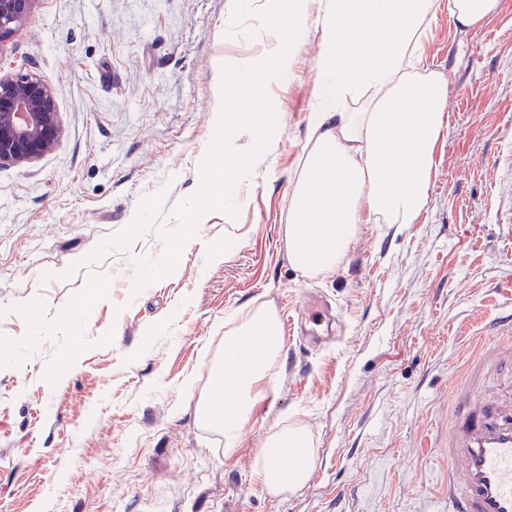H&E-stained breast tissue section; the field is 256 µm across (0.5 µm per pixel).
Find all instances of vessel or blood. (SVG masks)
<instances>
[{
  "label": "vessel or blood",
  "instance_id": "vessel-or-blood-1",
  "mask_svg": "<svg viewBox=\"0 0 512 512\" xmlns=\"http://www.w3.org/2000/svg\"><path fill=\"white\" fill-rule=\"evenodd\" d=\"M490 197L512 223V168ZM448 388V512H512V312L487 314Z\"/></svg>",
  "mask_w": 512,
  "mask_h": 512
}]
</instances>
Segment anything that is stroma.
I'll return each mask as SVG.
<instances>
[{
	"mask_svg": "<svg viewBox=\"0 0 512 512\" xmlns=\"http://www.w3.org/2000/svg\"><path fill=\"white\" fill-rule=\"evenodd\" d=\"M233 0H35L0 73L51 85L62 134L0 168V512H445L448 386L479 313L512 297V242L488 196L512 162V6L477 26L447 11L423 51L448 78L446 126L415 224H364L336 271L303 276L279 237L319 83V17L271 91L278 147L254 169L239 242L212 210L176 270L134 291L175 207L202 184L220 63L262 52ZM269 303L291 317L275 388L225 453L196 419L224 323ZM344 336L311 342L308 307ZM312 472L278 497L253 463L283 423Z\"/></svg>",
	"mask_w": 512,
	"mask_h": 512,
	"instance_id": "35a3bbf8",
	"label": "stroma"
}]
</instances>
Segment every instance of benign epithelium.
I'll list each match as a JSON object with an SVG mask.
<instances>
[{"instance_id":"1","label":"benign epithelium","mask_w":512,"mask_h":512,"mask_svg":"<svg viewBox=\"0 0 512 512\" xmlns=\"http://www.w3.org/2000/svg\"><path fill=\"white\" fill-rule=\"evenodd\" d=\"M34 0H0V44L27 20ZM53 88L36 72L0 75V167L31 164L58 144Z\"/></svg>"}]
</instances>
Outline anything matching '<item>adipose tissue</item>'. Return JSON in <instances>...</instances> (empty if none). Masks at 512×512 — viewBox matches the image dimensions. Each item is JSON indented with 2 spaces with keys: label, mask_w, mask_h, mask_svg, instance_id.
<instances>
[{
  "label": "adipose tissue",
  "mask_w": 512,
  "mask_h": 512,
  "mask_svg": "<svg viewBox=\"0 0 512 512\" xmlns=\"http://www.w3.org/2000/svg\"><path fill=\"white\" fill-rule=\"evenodd\" d=\"M497 0H319L320 85L280 239L294 268L317 276L338 266L363 224L415 223L444 128L445 75L426 65L428 20L448 9L458 28L491 15ZM387 40H377V33ZM284 365L281 325L261 304L224 324V359L200 423L225 453L272 392ZM313 437L298 424L270 432L255 458L273 496L311 476Z\"/></svg>",
  "instance_id": "adipose-tissue-1"
}]
</instances>
